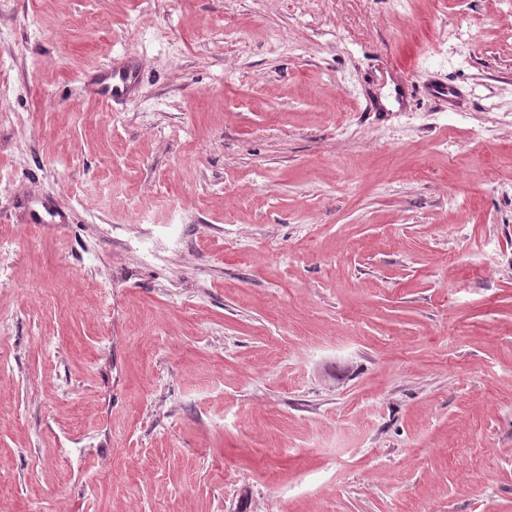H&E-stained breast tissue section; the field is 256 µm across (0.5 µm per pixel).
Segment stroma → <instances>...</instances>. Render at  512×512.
Segmentation results:
<instances>
[{
  "instance_id": "1",
  "label": "stroma",
  "mask_w": 512,
  "mask_h": 512,
  "mask_svg": "<svg viewBox=\"0 0 512 512\" xmlns=\"http://www.w3.org/2000/svg\"><path fill=\"white\" fill-rule=\"evenodd\" d=\"M0 239V512H512L505 0H0ZM139 80V64L135 57L126 55L112 66L88 81L92 96L102 100L121 102L130 97Z\"/></svg>"
}]
</instances>
